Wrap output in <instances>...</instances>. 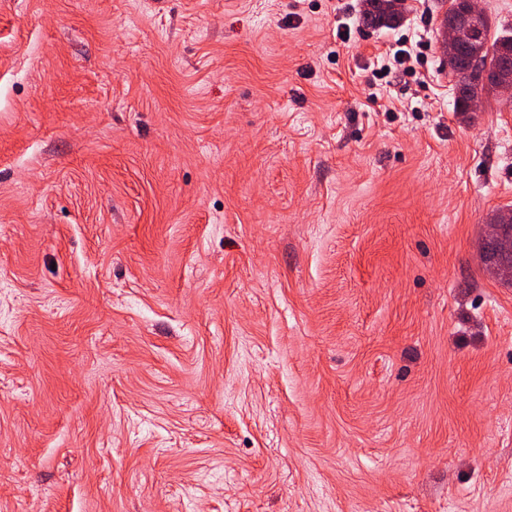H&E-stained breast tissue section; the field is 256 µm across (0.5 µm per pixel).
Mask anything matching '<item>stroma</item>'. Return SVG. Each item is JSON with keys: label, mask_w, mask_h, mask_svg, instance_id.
I'll return each mask as SVG.
<instances>
[{"label": "stroma", "mask_w": 512, "mask_h": 512, "mask_svg": "<svg viewBox=\"0 0 512 512\" xmlns=\"http://www.w3.org/2000/svg\"><path fill=\"white\" fill-rule=\"evenodd\" d=\"M448 7L0 0V512H512ZM399 0H362L359 20L362 25L374 29H394L404 21Z\"/></svg>", "instance_id": "obj_1"}]
</instances>
